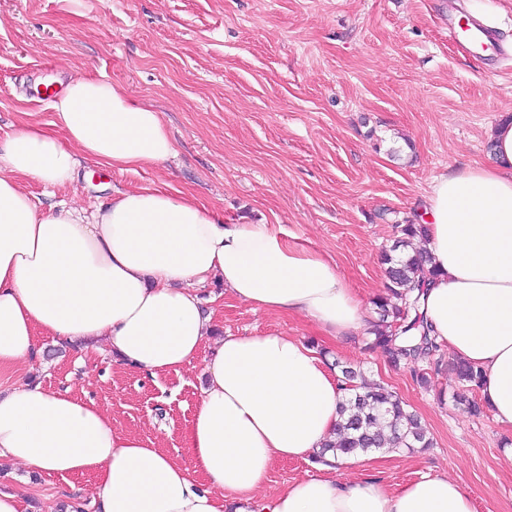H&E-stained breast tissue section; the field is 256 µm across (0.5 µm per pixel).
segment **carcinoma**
Masks as SVG:
<instances>
[{
    "label": "carcinoma",
    "mask_w": 512,
    "mask_h": 512,
    "mask_svg": "<svg viewBox=\"0 0 512 512\" xmlns=\"http://www.w3.org/2000/svg\"><path fill=\"white\" fill-rule=\"evenodd\" d=\"M398 238L384 252L386 265V294L375 301L378 318L373 323L368 343L371 348H381L392 363L409 366L415 380L428 385L427 373L417 368V363L427 360L439 350L436 338L431 336V326L419 314L422 286L434 270L427 267L429 258L420 250L407 252L411 241L427 235L423 224L397 225ZM340 368L339 381L350 392L342 406L341 421L336 429V440L325 444L316 461L327 462V455H358L373 448H381L388 438L380 430L386 427L390 442L405 448H429L432 440L427 436L418 415L381 383L367 381L361 371L350 364L335 363ZM458 378L471 387H480L482 372L463 361L455 366Z\"/></svg>",
    "instance_id": "cac0c4a2"
}]
</instances>
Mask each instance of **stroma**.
Masks as SVG:
<instances>
[{
	"instance_id": "35a3bbf8",
	"label": "stroma",
	"mask_w": 512,
	"mask_h": 512,
	"mask_svg": "<svg viewBox=\"0 0 512 512\" xmlns=\"http://www.w3.org/2000/svg\"><path fill=\"white\" fill-rule=\"evenodd\" d=\"M458 11L493 28L507 55L477 58L453 39L448 17ZM78 75L152 106L176 154L124 171L87 164L64 187L25 182L36 204L91 209L118 191H178L225 223L267 224L330 257L371 297L385 292L382 254L397 225L419 220L433 178L488 163L487 131L512 113V0H0L1 140L27 121L50 126V104L34 89ZM199 295L218 332L280 331L318 345L417 413L431 448L372 450L350 479L394 486L445 475L470 492L475 512H512V428L452 400L460 383L447 349L425 389L407 366L365 350L364 337L330 342L310 320L254 309L217 282ZM203 367L199 359L150 377L46 338L32 365L0 368V386L33 373L183 463ZM0 490L18 493L26 512L74 500L94 512L87 473L31 475L11 464Z\"/></svg>"
}]
</instances>
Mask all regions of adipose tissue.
<instances>
[{"label":"adipose tissue","mask_w":512,"mask_h":512,"mask_svg":"<svg viewBox=\"0 0 512 512\" xmlns=\"http://www.w3.org/2000/svg\"><path fill=\"white\" fill-rule=\"evenodd\" d=\"M53 130L25 122L0 143V366L28 362L40 337L90 349L156 376L204 361L186 432L189 463L113 426L94 401L28 377L0 389V458L27 473H90L99 512H474L448 476L397 488L350 481L342 456L321 475L260 494L277 460L309 459L332 439L346 392L301 339L213 330L196 287L218 280L253 308L301 315L335 340L366 330L370 302L326 256L265 224H227L161 188L117 193L86 210L39 209L24 188L74 183L83 162L105 169L166 160L159 115L97 77L70 79ZM492 160L436 177L422 241L436 276L420 312L451 355L483 372L481 394L512 425V116L491 127Z\"/></svg>","instance_id":"obj_1"}]
</instances>
